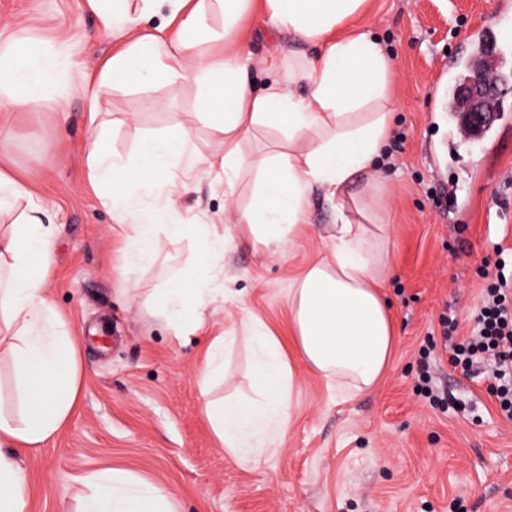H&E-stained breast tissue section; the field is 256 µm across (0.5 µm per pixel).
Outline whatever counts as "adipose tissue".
Wrapping results in <instances>:
<instances>
[{
	"label": "adipose tissue",
	"mask_w": 512,
	"mask_h": 512,
	"mask_svg": "<svg viewBox=\"0 0 512 512\" xmlns=\"http://www.w3.org/2000/svg\"><path fill=\"white\" fill-rule=\"evenodd\" d=\"M129 0H89L105 28L127 36L93 99L125 82L129 61L141 80L181 82L196 90V113L224 144L223 154L200 161L188 134L146 139L131 160L92 147L88 161L97 184L111 186L108 203L127 229L130 267L156 259L161 236L193 237L196 288L178 283L155 289L147 304L176 335L195 332L205 311L224 296L213 264L226 237L205 224H170L160 208L143 215V197L172 198L193 188L200 164L221 169L232 195L244 163L241 143L260 127L286 130L254 164L256 195L237 218L242 238L278 248L307 225L308 199L321 189L336 203L325 225L327 254L312 260L288 291L290 336L297 355L347 398L371 390L391 363L393 319L381 288L392 247L379 212L384 185L372 170L387 141L395 103L393 62L366 30L367 0H140L142 15H162L158 34L129 25ZM260 9L272 24L316 46L314 55L288 59L286 79L255 91L244 53L197 54L198 46L237 41L239 22ZM221 13L214 29L210 17ZM67 46L48 48L32 38L0 32V112L41 107L47 87L71 67ZM54 230L21 214L11 234H0V361L15 373L13 411L0 408V512H26L29 475L21 455L43 447L78 407L79 344L46 294ZM254 354L250 393L205 400L218 440L241 463L258 466L276 453L294 407L292 364L275 333L259 318L243 320ZM76 512H178L173 496L139 475L115 469L84 477Z\"/></svg>",
	"instance_id": "1"
}]
</instances>
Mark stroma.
<instances>
[{
	"instance_id": "obj_1",
	"label": "stroma",
	"mask_w": 512,
	"mask_h": 512,
	"mask_svg": "<svg viewBox=\"0 0 512 512\" xmlns=\"http://www.w3.org/2000/svg\"><path fill=\"white\" fill-rule=\"evenodd\" d=\"M367 30L394 63L397 105L377 175L384 181L393 267L383 295L396 342L390 368L369 393L340 402L336 392L294 360V414L278 451L253 468L219 443L205 399L250 389L251 351L238 337L223 376L202 392V353L213 336L240 327L245 315L288 333V290L317 255L327 253L316 227L336 221L322 190L310 196L312 225L273 253L233 239L214 263L229 294L194 334L175 336L144 304L171 271L191 270L197 243L164 240L158 259L124 267L130 247L87 164L92 134L87 91L124 45L88 0H0V30L50 46L66 43L71 72L46 92L35 112L0 123V171L22 183L55 227L47 293L80 341L82 399L45 447L25 454L28 512H74L81 477L125 469L174 493L179 512H512V420L487 380L454 370L440 317L469 328L485 281L479 273L496 248L512 250V125L493 153L475 144L448 150L449 60L464 61L474 33L492 26L512 34V10L499 0H368ZM255 56L256 88L282 74L289 55L313 46L259 18L245 24ZM99 122L105 148L133 157L144 139L189 132L203 156L221 152L218 136L195 116L193 88L130 82L113 91ZM197 190L177 199L171 224L234 226L249 207L254 170L244 168L233 198L224 175L200 170ZM456 399L434 408L417 392L423 360Z\"/></svg>"
}]
</instances>
